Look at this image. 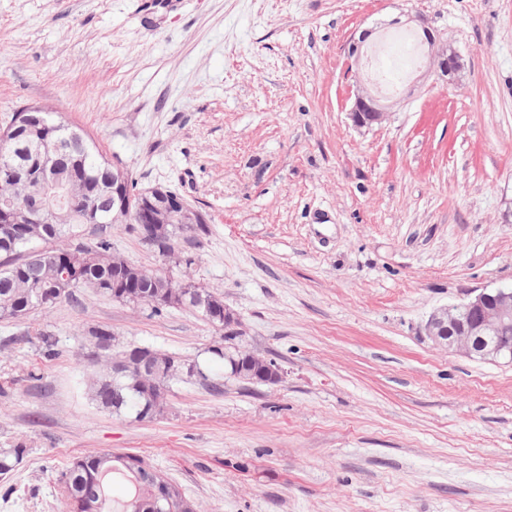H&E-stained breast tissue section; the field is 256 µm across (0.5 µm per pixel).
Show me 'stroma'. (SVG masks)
I'll list each match as a JSON object with an SVG mask.
<instances>
[{
  "label": "stroma",
  "instance_id": "stroma-1",
  "mask_svg": "<svg viewBox=\"0 0 512 512\" xmlns=\"http://www.w3.org/2000/svg\"><path fill=\"white\" fill-rule=\"evenodd\" d=\"M420 15L462 67L348 117L351 40ZM25 105L207 219L191 267L280 384L244 383L192 311L83 290L0 321V512H67L59 473L143 457L199 512H512V364L448 352L432 311L512 285V0H0V128ZM205 364L136 420L87 390L88 327ZM389 114L384 106L364 91L357 92L349 112L354 125L367 128L382 125L389 118Z\"/></svg>",
  "mask_w": 512,
  "mask_h": 512
}]
</instances>
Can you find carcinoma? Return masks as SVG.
<instances>
[{
  "label": "carcinoma",
  "mask_w": 512,
  "mask_h": 512,
  "mask_svg": "<svg viewBox=\"0 0 512 512\" xmlns=\"http://www.w3.org/2000/svg\"><path fill=\"white\" fill-rule=\"evenodd\" d=\"M42 124L14 133L0 129V146L5 139H15L19 166L28 168L37 163L47 152L60 151L68 158L69 167L62 171L60 187L50 189L42 184H16L0 181V206L21 205L24 194L36 198L52 197L63 193L72 199L74 206L88 200L98 207L102 216L100 224L83 223L81 210L65 224H1L0 223V320L18 322L37 310H50L58 304L73 300L80 289H90L112 300L131 305H145L154 314L173 307L163 298L170 290L181 291L178 307L198 312L206 321L224 327V297L213 290L201 287L191 280H176L163 267L144 269L128 262L113 252L112 246V162L103 154L96 141L78 127L65 128L47 121L50 112L43 113ZM206 231L203 224H171L167 240L155 244L145 237L140 240L162 257L187 268L194 264L193 256L181 246L183 235ZM33 252L41 256L37 267L29 265ZM79 269L76 277L60 283L63 269ZM49 301H44L46 295ZM87 334L95 340L97 348L105 355L93 359L103 364L107 373L92 379L89 388L91 399L101 408L116 413L132 412L138 419L151 418L163 403L168 385L173 380H208V375L198 368L181 375L159 373L155 378L158 388L151 392L139 389L137 377H112V358L124 351H112L100 341L112 338V328L91 326ZM23 449L14 448L0 453V474L13 470ZM119 476L132 481L133 475L119 461L100 463L94 456L73 459L62 475L66 500L76 496L96 497L102 512H147L145 491L122 502H112L108 487L112 478Z\"/></svg>",
  "instance_id": "carcinoma-1"
}]
</instances>
